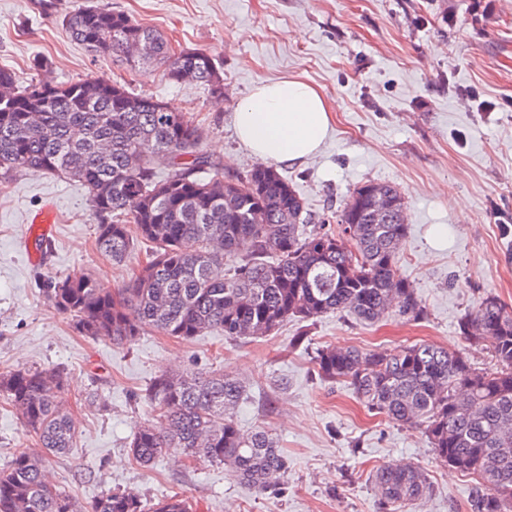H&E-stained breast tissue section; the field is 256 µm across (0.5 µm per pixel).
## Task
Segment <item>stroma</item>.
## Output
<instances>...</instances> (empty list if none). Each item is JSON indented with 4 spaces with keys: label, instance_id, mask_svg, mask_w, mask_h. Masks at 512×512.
Listing matches in <instances>:
<instances>
[{
    "label": "stroma",
    "instance_id": "35a3bbf8",
    "mask_svg": "<svg viewBox=\"0 0 512 512\" xmlns=\"http://www.w3.org/2000/svg\"><path fill=\"white\" fill-rule=\"evenodd\" d=\"M101 2L161 31L173 49L214 54L223 95L170 82L152 64L92 55L33 0H0V68L24 86L92 76L167 102L202 128V148L228 180L257 162L234 134L237 102L261 80H308L332 110L330 134L316 156L280 174L319 217H335L363 183L398 188L409 226L399 266L426 313L410 321L393 311L368 325L331 312L241 341L217 331L190 343L156 331L120 346L87 338L49 307L44 279L89 274L113 289L130 270L97 250L80 182L17 173L0 190V373L37 367L67 379L76 446L43 455L55 486L81 510L132 491L153 503L177 494L195 512H384L374 471L415 462L433 491L411 512H469L472 476L436 460L421 434L369 413L348 384L323 381L312 356L326 345L370 352L430 342L494 368L487 347L465 343L458 320L489 293L512 306V243L500 233L512 222V0ZM48 203L54 231L34 258L28 219ZM215 370L245 386L241 433L278 435L288 473L275 488L259 491L178 448L149 467L133 460V433L155 419L144 398L154 379ZM21 453L40 449L0 403V467Z\"/></svg>",
    "mask_w": 512,
    "mask_h": 512
}]
</instances>
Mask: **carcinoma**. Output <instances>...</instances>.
<instances>
[{
	"label": "carcinoma",
	"mask_w": 512,
	"mask_h": 512,
	"mask_svg": "<svg viewBox=\"0 0 512 512\" xmlns=\"http://www.w3.org/2000/svg\"><path fill=\"white\" fill-rule=\"evenodd\" d=\"M70 37L95 55L143 49V62L170 80L224 93L210 52L178 55L156 30L93 2L59 16ZM203 132L186 113L119 83L92 77L17 85L0 69V185L21 171L81 182L97 224V248L116 264L140 244L148 260L119 288L90 276L49 279V306L81 334L131 341L149 328L182 341L210 331L236 340L267 336L290 319L330 312L368 323L392 310L424 316L399 269L407 235L406 203L389 183L354 188L336 227L315 218L277 169L254 165L226 180L200 150ZM171 173L158 180L154 164ZM385 195L382 216L373 199ZM312 228H307V225ZM247 252L229 268L224 255ZM468 343H491L497 367L475 368L461 352L431 343L393 351L317 349L314 369L327 382H347L372 412L419 430L435 458L477 481L470 512H512V308L492 294L459 320ZM66 385L48 369L0 374V402L19 411L41 447L73 448L74 423L61 401ZM243 383L227 371L164 374L146 392L159 424L134 434L131 453L149 465L170 448L229 467L264 491L288 473L277 436L265 428L240 433L234 419ZM389 512H404L431 491L418 464L385 465L374 476ZM0 512H191L171 496L148 508L133 492H113L80 511L46 475L42 459L12 458L0 469Z\"/></svg>",
	"instance_id": "carcinoma-1"
}]
</instances>
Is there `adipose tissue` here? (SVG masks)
Here are the masks:
<instances>
[{
  "label": "adipose tissue",
  "instance_id": "ef3b65f1",
  "mask_svg": "<svg viewBox=\"0 0 512 512\" xmlns=\"http://www.w3.org/2000/svg\"><path fill=\"white\" fill-rule=\"evenodd\" d=\"M234 128L253 156L294 166L315 155L331 129L319 89L299 77L261 81L237 107Z\"/></svg>",
  "mask_w": 512,
  "mask_h": 512
}]
</instances>
